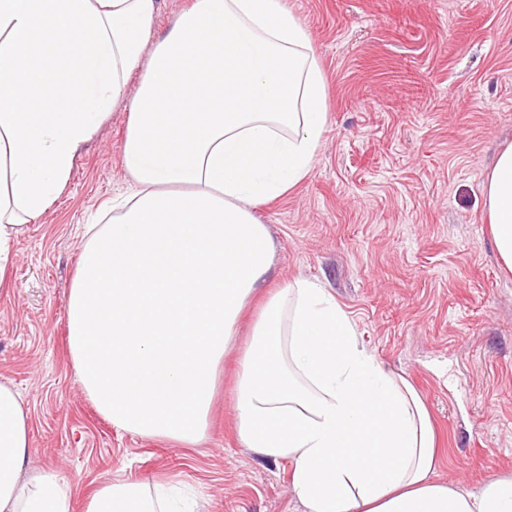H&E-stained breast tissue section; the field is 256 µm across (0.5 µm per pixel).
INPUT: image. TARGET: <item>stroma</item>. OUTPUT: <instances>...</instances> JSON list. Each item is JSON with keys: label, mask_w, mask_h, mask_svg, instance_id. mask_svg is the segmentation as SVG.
Listing matches in <instances>:
<instances>
[{"label": "stroma", "mask_w": 512, "mask_h": 512, "mask_svg": "<svg viewBox=\"0 0 512 512\" xmlns=\"http://www.w3.org/2000/svg\"><path fill=\"white\" fill-rule=\"evenodd\" d=\"M327 82L311 175L258 206L274 242L270 287L319 279L381 365L405 375L441 439L440 478L479 488L512 474V274L492 243L485 175L512 144V0H288ZM78 152L63 192L24 225L0 291V384L30 420L29 467L72 485L164 473L200 512H289L292 464L236 440L224 360L208 439L196 448L125 432L82 391L67 295L87 226L126 195L127 99Z\"/></svg>", "instance_id": "35a3bbf8"}]
</instances>
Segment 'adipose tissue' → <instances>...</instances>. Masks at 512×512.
I'll return each instance as SVG.
<instances>
[{
  "label": "adipose tissue",
  "mask_w": 512,
  "mask_h": 512,
  "mask_svg": "<svg viewBox=\"0 0 512 512\" xmlns=\"http://www.w3.org/2000/svg\"><path fill=\"white\" fill-rule=\"evenodd\" d=\"M161 4L0 0V288L22 226L49 209L139 74L123 145L132 192L91 225L67 298L69 351L97 411L132 434L200 444L232 356L237 438L263 461L292 462L301 512H512V476L476 490L438 479L423 400L322 283L265 287L273 243L255 208L309 177L327 126L300 18L287 0H192L159 35ZM484 197L512 272V144ZM28 433L18 394L0 384V512H73L60 473L28 468ZM195 507L165 480L118 477L84 512Z\"/></svg>",
  "instance_id": "adipose-tissue-1"
}]
</instances>
